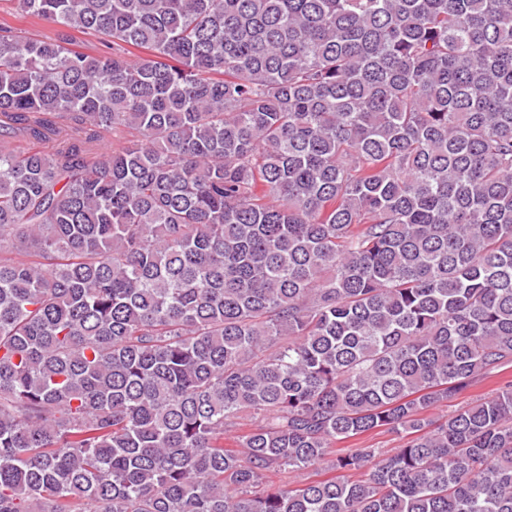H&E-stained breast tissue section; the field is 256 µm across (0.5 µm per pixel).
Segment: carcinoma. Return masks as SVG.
<instances>
[{
	"mask_svg": "<svg viewBox=\"0 0 512 512\" xmlns=\"http://www.w3.org/2000/svg\"><path fill=\"white\" fill-rule=\"evenodd\" d=\"M14 2L0 512H512V0ZM3 20L7 21L14 32L30 38L41 39L55 32L50 24L36 21L17 11L12 0H0V22ZM510 380L512 381V370L500 376L482 380L470 390L468 400L460 399L452 403V406L441 407L439 410H436V412L440 414H448L456 408L464 406L468 401L475 402L477 399L490 397L494 395L497 389L504 385V383L509 382ZM405 438L399 435L374 431L362 436L348 438L336 442V450L345 452L347 448H381L383 452L390 453L393 448H400Z\"/></svg>",
	"mask_w": 512,
	"mask_h": 512,
	"instance_id": "carcinoma-1",
	"label": "carcinoma"
}]
</instances>
